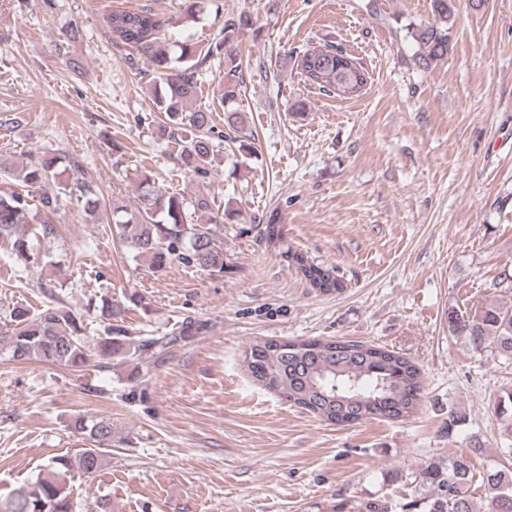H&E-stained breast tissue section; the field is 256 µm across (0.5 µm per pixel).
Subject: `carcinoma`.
Segmentation results:
<instances>
[{
	"mask_svg": "<svg viewBox=\"0 0 512 512\" xmlns=\"http://www.w3.org/2000/svg\"><path fill=\"white\" fill-rule=\"evenodd\" d=\"M209 0H179L174 16L162 22L150 8L114 9L104 17L112 40L148 62L154 74L152 97L156 111L164 119L158 125L161 135L179 145V159L185 171L205 176L214 167L216 149L211 133L213 112L195 106L199 93V69L217 59L223 75L213 95L224 109V126L233 136L242 155L254 152L255 137L245 112L238 107L242 90V61L234 47L239 34L253 29L247 13L224 21L222 34L208 46L189 40L166 43L164 27L195 23ZM454 0H431L433 20L405 25L406 37L416 46L418 67L428 70L446 59L450 51L448 21ZM292 68L309 86L327 96L352 99L362 94L370 80L364 64L346 50L331 43L305 49L290 58ZM61 158L43 155L28 162L19 176L27 185L42 188L41 224L44 237L55 233L50 216L66 196L94 216L100 211V192L83 179L72 177L80 168L77 160L60 167ZM138 203L132 209L117 207L105 216L115 227L122 246L135 258L146 260L155 271L178 263L211 274L224 273V246L214 235L213 225L233 221L238 214L220 210L205 195L194 201L156 189L152 175L144 173L137 187ZM30 210L28 197L0 194V240L11 253L30 260L32 242L17 233L26 223ZM263 240L278 251L288 265L302 275L317 292L339 293L344 283L332 268L320 266L286 243L278 208L265 214ZM139 304L137 294L124 300L108 295L99 297L93 309L107 321L101 336L85 334L81 314L65 306H49L36 312L17 308L7 325V350L12 360H40L71 369L82 368L89 357H97L98 367L110 370L116 365L151 358L178 339L191 335L192 323L176 336L131 337L119 322L125 312ZM448 332L460 336L477 352L488 351L503 364L512 363V303L490 300L462 313L448 309ZM241 362L259 384L281 399L336 425L362 420L400 421L417 411L423 389L419 367L399 353L372 344L335 339L255 340L242 351ZM75 428L100 445L112 439V422L104 417ZM487 449L475 442L467 452L451 457L446 465L426 470L437 489L436 496L424 498L423 512H476L474 494L484 489L487 512H512V448H498L486 469L477 471L472 457H482ZM103 466L99 448H85L77 463L66 456L48 460L34 487L0 504V512H73L68 489L81 475H93Z\"/></svg>",
	"mask_w": 512,
	"mask_h": 512,
	"instance_id": "obj_1",
	"label": "carcinoma"
}]
</instances>
